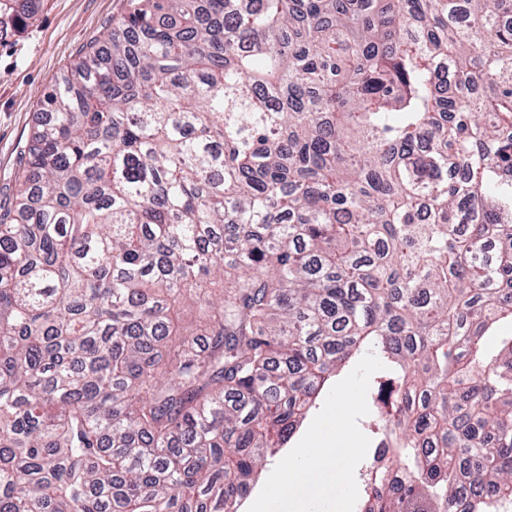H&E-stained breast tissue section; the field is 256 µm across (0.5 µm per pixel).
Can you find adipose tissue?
Here are the masks:
<instances>
[{
	"label": "adipose tissue",
	"instance_id": "ef3b65f1",
	"mask_svg": "<svg viewBox=\"0 0 512 512\" xmlns=\"http://www.w3.org/2000/svg\"><path fill=\"white\" fill-rule=\"evenodd\" d=\"M348 454L332 425L322 424L314 441L293 449L287 468L267 485L254 512H344L346 504L334 489L351 481L341 465Z\"/></svg>",
	"mask_w": 512,
	"mask_h": 512
}]
</instances>
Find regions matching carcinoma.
Instances as JSON below:
<instances>
[{
	"label": "carcinoma",
	"instance_id": "carcinoma-1",
	"mask_svg": "<svg viewBox=\"0 0 512 512\" xmlns=\"http://www.w3.org/2000/svg\"><path fill=\"white\" fill-rule=\"evenodd\" d=\"M22 162L0 512H239L365 357L358 512L512 504V0H137Z\"/></svg>",
	"mask_w": 512,
	"mask_h": 512
}]
</instances>
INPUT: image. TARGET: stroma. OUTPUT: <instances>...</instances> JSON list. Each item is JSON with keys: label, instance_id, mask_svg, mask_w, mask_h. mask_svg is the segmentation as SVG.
<instances>
[{"label": "stroma", "instance_id": "1", "mask_svg": "<svg viewBox=\"0 0 512 512\" xmlns=\"http://www.w3.org/2000/svg\"><path fill=\"white\" fill-rule=\"evenodd\" d=\"M133 8V0H44L34 22L0 42L1 207H8L20 188L21 156L45 92L67 71L83 44L104 38L110 24ZM373 369V363L364 360L337 376L307 414L294 442L311 437L319 423L334 420L337 439L355 451L349 464L353 472H360L372 447L361 422L368 413Z\"/></svg>", "mask_w": 512, "mask_h": 512}]
</instances>
